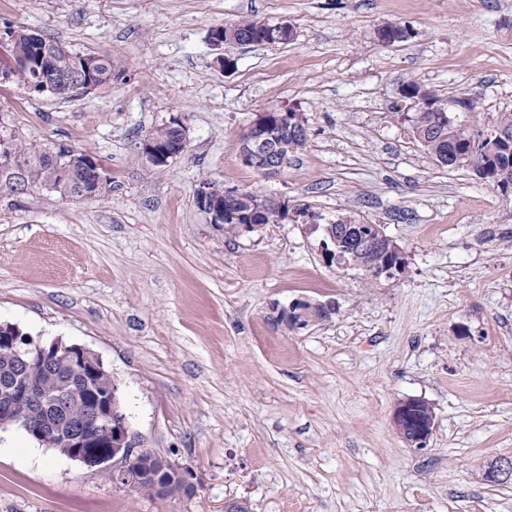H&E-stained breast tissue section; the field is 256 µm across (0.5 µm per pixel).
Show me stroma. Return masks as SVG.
I'll list each match as a JSON object with an SVG mask.
<instances>
[{"label": "stroma", "instance_id": "obj_1", "mask_svg": "<svg viewBox=\"0 0 512 512\" xmlns=\"http://www.w3.org/2000/svg\"><path fill=\"white\" fill-rule=\"evenodd\" d=\"M244 18L290 22L287 43L214 47ZM409 26L385 45L382 21ZM111 57L112 80L58 99L0 83V121L89 153L112 189L79 201L0 195V322L99 354L145 447L188 470L194 496L149 497L0 431V512H512V202L438 165L397 115L413 80L512 111V0H0V31ZM295 107L308 143L273 175L242 164L247 126ZM186 151L153 167L143 138L171 119ZM381 225L406 268L367 282L326 266L281 220L227 237L201 180ZM332 301L292 330L294 300ZM431 403L424 449L391 417Z\"/></svg>", "mask_w": 512, "mask_h": 512}]
</instances>
